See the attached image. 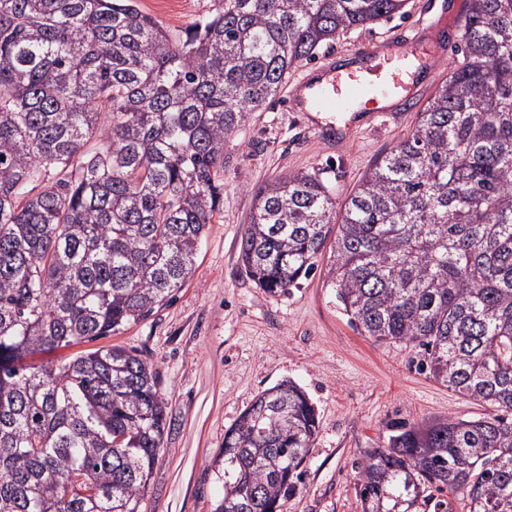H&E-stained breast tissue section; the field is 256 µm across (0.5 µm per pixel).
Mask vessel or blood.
<instances>
[{"label":"vessel or blood","mask_w":512,"mask_h":512,"mask_svg":"<svg viewBox=\"0 0 512 512\" xmlns=\"http://www.w3.org/2000/svg\"><path fill=\"white\" fill-rule=\"evenodd\" d=\"M419 56L416 45L410 44L387 70L371 73H327L322 80L309 84L308 103L318 112H336L348 103L364 104L371 117L384 112L389 99L410 100L414 84L408 81L409 69Z\"/></svg>","instance_id":"obj_1"}]
</instances>
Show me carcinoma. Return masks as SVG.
<instances>
[{
  "mask_svg": "<svg viewBox=\"0 0 512 512\" xmlns=\"http://www.w3.org/2000/svg\"><path fill=\"white\" fill-rule=\"evenodd\" d=\"M406 0H224L184 34L137 0H0V512H143L163 443L156 373L118 346L31 364L156 314L193 276L224 139L291 67ZM457 61L415 127L336 214L316 173L254 192L247 277L287 293L330 247L326 286L376 341L424 349L500 414L391 425L362 512L428 488L512 512V0H466ZM318 429L291 381L224 433L214 512H279Z\"/></svg>",
  "mask_w": 512,
  "mask_h": 512,
  "instance_id": "1",
  "label": "carcinoma"
}]
</instances>
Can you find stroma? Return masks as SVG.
Segmentation results:
<instances>
[{
    "mask_svg": "<svg viewBox=\"0 0 512 512\" xmlns=\"http://www.w3.org/2000/svg\"><path fill=\"white\" fill-rule=\"evenodd\" d=\"M165 28L179 32L224 0H138ZM464 0H406L402 13L353 28L292 67L275 99L224 140L219 174L223 203L209 225L195 272L173 300L149 319L95 347L120 346L145 358L168 402V428L146 491L144 512H212L224 483L212 467L224 433L253 398L282 381L298 384L315 405L319 430L286 512H361L358 472L367 454L386 446L389 425H421L448 417L488 418L490 403L456 392L422 368L418 347L379 343L349 322L325 286L328 255L288 293L258 288L245 274L239 244L266 182L317 172L344 202L364 172L414 126L366 113L302 112L298 78L328 64L365 67L410 43L433 54L420 73L428 101L450 71Z\"/></svg>",
    "mask_w": 512,
    "mask_h": 512,
    "instance_id": "35a3bbf8",
    "label": "stroma"
}]
</instances>
